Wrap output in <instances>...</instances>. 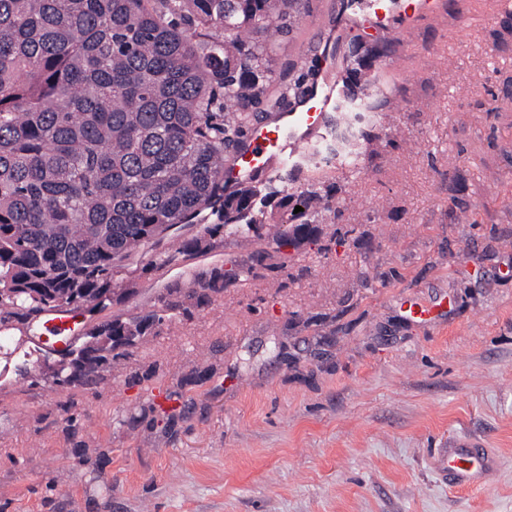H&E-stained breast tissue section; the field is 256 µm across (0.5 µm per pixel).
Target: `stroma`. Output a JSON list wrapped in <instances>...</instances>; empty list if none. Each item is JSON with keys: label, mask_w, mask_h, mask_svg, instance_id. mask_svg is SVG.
<instances>
[{"label": "stroma", "mask_w": 512, "mask_h": 512, "mask_svg": "<svg viewBox=\"0 0 512 512\" xmlns=\"http://www.w3.org/2000/svg\"><path fill=\"white\" fill-rule=\"evenodd\" d=\"M452 2L388 52L358 172L299 176L337 190L313 238L259 264L277 225L192 255L170 230L174 263L135 254L87 317L163 313L93 385L54 386L55 352L14 340L0 512H512V10ZM330 3L304 0L283 71L318 64ZM408 298L451 309L416 323ZM462 436L494 452L486 487L436 470Z\"/></svg>", "instance_id": "1"}]
</instances>
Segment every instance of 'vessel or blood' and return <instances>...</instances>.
I'll return each instance as SVG.
<instances>
[{"label": "vessel or blood", "instance_id": "1", "mask_svg": "<svg viewBox=\"0 0 512 512\" xmlns=\"http://www.w3.org/2000/svg\"><path fill=\"white\" fill-rule=\"evenodd\" d=\"M352 0H338L336 30L319 40L321 74L302 88L288 109L272 112L253 123L235 150L224 158V192L233 194L257 177L282 169L285 159L296 158L303 147L319 136L327 112L338 103L339 70L346 34L375 33L402 38L439 9L438 0H368L363 14H353ZM41 323L42 333L32 343L61 351L82 334L85 323L79 313L59 306L32 315ZM491 454L479 444L461 439L444 449L438 465L446 470L450 484L478 488L493 467Z\"/></svg>", "mask_w": 512, "mask_h": 512}]
</instances>
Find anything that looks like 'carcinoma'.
<instances>
[{
    "label": "carcinoma",
    "instance_id": "obj_1",
    "mask_svg": "<svg viewBox=\"0 0 512 512\" xmlns=\"http://www.w3.org/2000/svg\"><path fill=\"white\" fill-rule=\"evenodd\" d=\"M301 0H0V322L59 304L113 299V276L144 245L208 210L187 239L269 223L313 236L333 188L294 182L321 161L223 199L224 155L248 112L275 109L307 77L285 82L281 36ZM384 97L377 74L362 102L343 101L339 163L357 169L362 113ZM303 211L294 213L295 207ZM156 311L102 322L93 336H143Z\"/></svg>",
    "mask_w": 512,
    "mask_h": 512
}]
</instances>
